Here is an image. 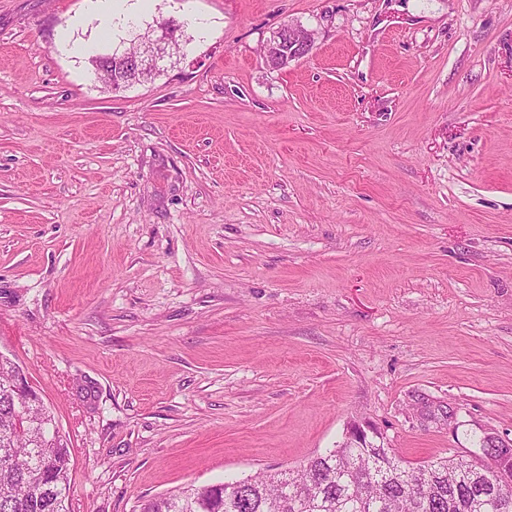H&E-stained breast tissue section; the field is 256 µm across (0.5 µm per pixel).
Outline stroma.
Segmentation results:
<instances>
[{"label": "stroma", "instance_id": "stroma-1", "mask_svg": "<svg viewBox=\"0 0 512 512\" xmlns=\"http://www.w3.org/2000/svg\"><path fill=\"white\" fill-rule=\"evenodd\" d=\"M88 8L0 0V354L67 439L71 512L354 423L414 464L512 441V0H148L117 41ZM191 15L160 74L94 75ZM286 25L314 45L274 69Z\"/></svg>", "mask_w": 512, "mask_h": 512}]
</instances>
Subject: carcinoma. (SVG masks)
<instances>
[{"label":"carcinoma","instance_id":"carcinoma-1","mask_svg":"<svg viewBox=\"0 0 512 512\" xmlns=\"http://www.w3.org/2000/svg\"><path fill=\"white\" fill-rule=\"evenodd\" d=\"M0 360V512H70V454L48 435L54 416L39 401L19 434L11 377ZM481 459L436 457L414 466L394 449L347 438L295 469L262 472L210 486L189 485L151 499L141 512H512V455L486 435Z\"/></svg>","mask_w":512,"mask_h":512}]
</instances>
